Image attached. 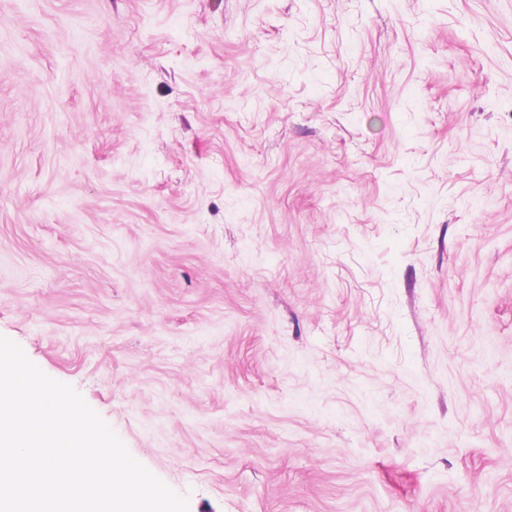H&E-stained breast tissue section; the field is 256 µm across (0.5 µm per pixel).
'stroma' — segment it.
<instances>
[{
    "label": "stroma",
    "instance_id": "obj_1",
    "mask_svg": "<svg viewBox=\"0 0 512 512\" xmlns=\"http://www.w3.org/2000/svg\"><path fill=\"white\" fill-rule=\"evenodd\" d=\"M0 336L189 512H512V0H0Z\"/></svg>",
    "mask_w": 512,
    "mask_h": 512
}]
</instances>
